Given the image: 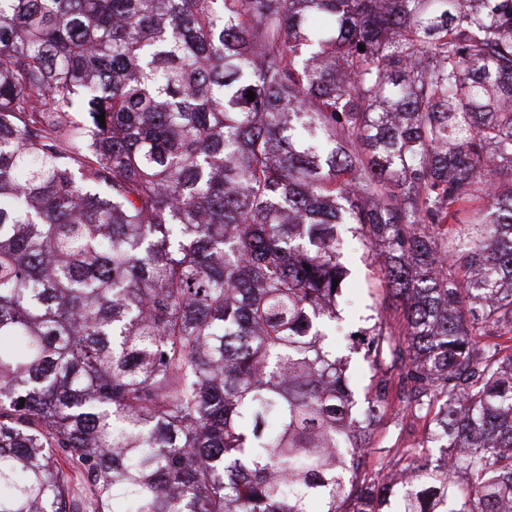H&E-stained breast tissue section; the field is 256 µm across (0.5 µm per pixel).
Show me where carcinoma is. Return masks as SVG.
<instances>
[{
	"label": "carcinoma",
	"mask_w": 512,
	"mask_h": 512,
	"mask_svg": "<svg viewBox=\"0 0 512 512\" xmlns=\"http://www.w3.org/2000/svg\"><path fill=\"white\" fill-rule=\"evenodd\" d=\"M393 497L512 512V0H0V512ZM371 258L368 248L358 239L348 242V247L341 257V262L350 272L349 280L353 284L347 292L348 300L342 302L346 317V332L364 325L362 318L373 314L371 307L380 300L375 289L370 288L374 273L372 267L368 266ZM345 333L336 332V336H329V340L336 343L338 355L348 354L354 343Z\"/></svg>",
	"instance_id": "cac0c4a2"
}]
</instances>
